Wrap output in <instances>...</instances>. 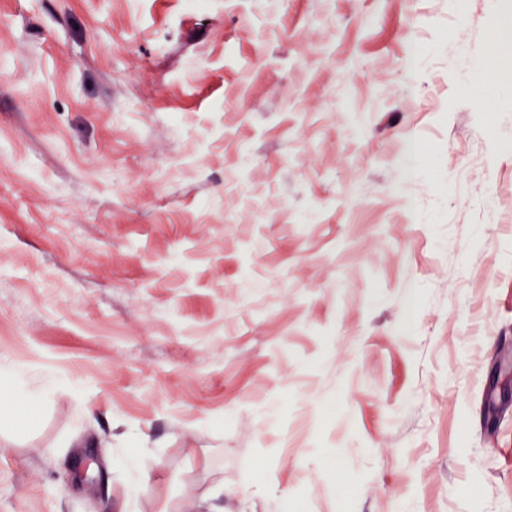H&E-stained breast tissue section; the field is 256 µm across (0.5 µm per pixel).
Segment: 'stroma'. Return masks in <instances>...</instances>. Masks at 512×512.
Instances as JSON below:
<instances>
[{
    "label": "stroma",
    "instance_id": "1",
    "mask_svg": "<svg viewBox=\"0 0 512 512\" xmlns=\"http://www.w3.org/2000/svg\"><path fill=\"white\" fill-rule=\"evenodd\" d=\"M503 19L0 0V512H512Z\"/></svg>",
    "mask_w": 512,
    "mask_h": 512
}]
</instances>
